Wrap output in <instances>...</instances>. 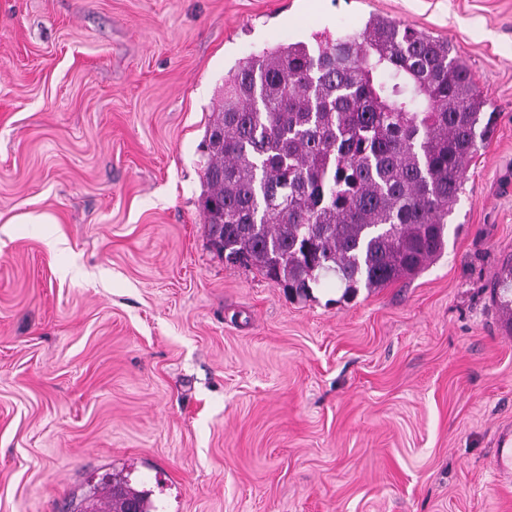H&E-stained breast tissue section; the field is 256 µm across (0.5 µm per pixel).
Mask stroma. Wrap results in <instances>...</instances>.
Instances as JSON below:
<instances>
[{
    "label": "stroma",
    "mask_w": 512,
    "mask_h": 512,
    "mask_svg": "<svg viewBox=\"0 0 512 512\" xmlns=\"http://www.w3.org/2000/svg\"><path fill=\"white\" fill-rule=\"evenodd\" d=\"M378 15L495 117L418 276L291 298L228 263L202 142L251 54ZM512 0H0V512L128 473L156 512H512ZM493 301L501 310L505 327L512 333V265L506 262L491 290ZM492 467L499 477L509 481L512 473V434L509 429L502 432L498 439Z\"/></svg>",
    "instance_id": "stroma-1"
}]
</instances>
